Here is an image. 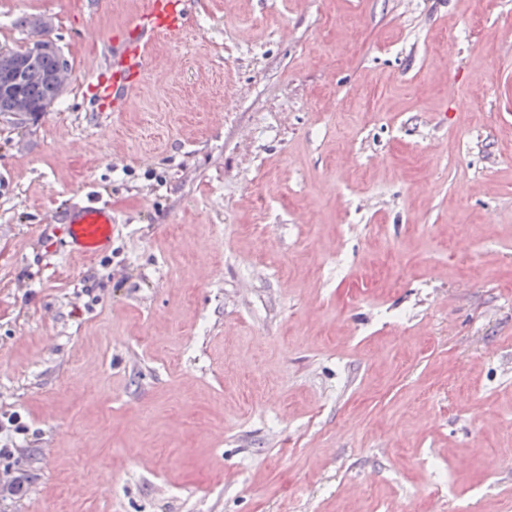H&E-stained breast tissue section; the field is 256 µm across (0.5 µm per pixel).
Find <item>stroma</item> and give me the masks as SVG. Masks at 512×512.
Returning <instances> with one entry per match:
<instances>
[{"label": "stroma", "instance_id": "35a3bbf8", "mask_svg": "<svg viewBox=\"0 0 512 512\" xmlns=\"http://www.w3.org/2000/svg\"><path fill=\"white\" fill-rule=\"evenodd\" d=\"M139 8L0 0L69 68L0 114V512H512V0H192L106 112ZM87 205L68 220L65 248L69 256L85 259L105 252L112 242V206L89 187ZM29 434L28 425L22 420L18 412L0 414V461H12L16 459L26 447L27 436ZM2 435L10 444L2 445ZM22 436V444H18L16 439ZM8 475L9 479L0 484V499L10 501L26 500L31 483L28 471L22 468H13Z\"/></svg>", "mask_w": 512, "mask_h": 512}]
</instances>
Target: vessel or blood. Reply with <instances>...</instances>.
Here are the masks:
<instances>
[{"label": "vessel or blood", "instance_id": "vessel-or-blood-1", "mask_svg": "<svg viewBox=\"0 0 512 512\" xmlns=\"http://www.w3.org/2000/svg\"><path fill=\"white\" fill-rule=\"evenodd\" d=\"M188 19L187 0H142L140 10L125 24L123 34L112 38V68L99 87L103 103L128 102L148 66V40L160 33L182 31ZM114 225L111 205L96 191H89L86 206L67 223L68 255L85 259L105 252L112 242Z\"/></svg>", "mask_w": 512, "mask_h": 512}]
</instances>
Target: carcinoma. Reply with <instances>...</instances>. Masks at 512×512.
<instances>
[{
    "instance_id": "cac0c4a2",
    "label": "carcinoma",
    "mask_w": 512,
    "mask_h": 512,
    "mask_svg": "<svg viewBox=\"0 0 512 512\" xmlns=\"http://www.w3.org/2000/svg\"><path fill=\"white\" fill-rule=\"evenodd\" d=\"M58 76L59 61L53 52L33 55L27 46L0 52V113L21 104L33 115L43 112Z\"/></svg>"
}]
</instances>
